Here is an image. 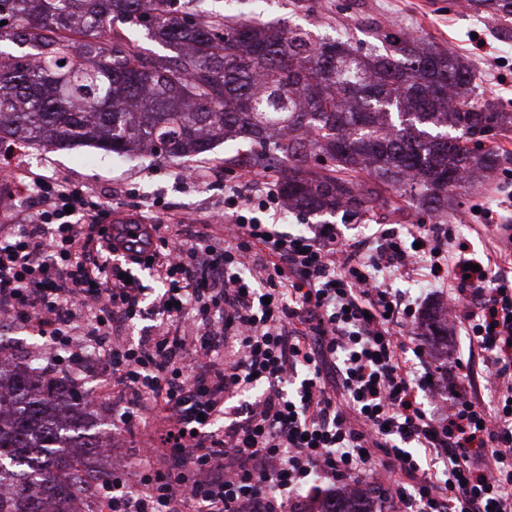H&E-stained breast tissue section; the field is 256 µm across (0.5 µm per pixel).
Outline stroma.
Listing matches in <instances>:
<instances>
[{
  "label": "stroma",
  "mask_w": 512,
  "mask_h": 512,
  "mask_svg": "<svg viewBox=\"0 0 512 512\" xmlns=\"http://www.w3.org/2000/svg\"><path fill=\"white\" fill-rule=\"evenodd\" d=\"M459 0H194L195 12L216 10L225 15L272 25H298L311 30L317 38L328 41L348 40L352 47L367 53L380 46L386 37L409 35L426 43L452 51L464 60L475 75L479 93L501 105L512 107V21L460 10ZM485 41L505 63L501 79H493L478 50L476 41ZM254 147L239 141L234 147L215 144L213 150L194 160H169L138 155L117 160L112 154L92 148H24V158L15 164L18 172L43 174L58 178L68 187L96 195L111 210L123 211L143 219L151 218L150 207L163 200L176 213L191 220L215 222L224 214V186L243 185L251 178L279 188L284 172L276 159L253 164ZM206 166L213 175L207 186L200 187L182 179L183 171ZM512 195V162L505 163L493 183L485 190L460 193L457 206L448 216L424 215L413 210L388 217L364 216L343 219L333 215L343 241H354L376 232L380 224L395 228L409 224H451L460 242L474 254L506 247L508 240L498 231V224L512 225V210H499L498 203ZM495 211L498 224L470 219L473 207ZM416 343L432 352L444 368L441 386L452 385L464 395L471 394L480 378L478 370L454 367L452 356H467L469 340L456 329L447 341L427 335L421 325L412 331Z\"/></svg>",
  "instance_id": "obj_1"
}]
</instances>
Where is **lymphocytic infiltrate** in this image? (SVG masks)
Returning <instances> with one entry per match:
<instances>
[{"instance_id": "lymphocytic-infiltrate-1", "label": "lymphocytic infiltrate", "mask_w": 512, "mask_h": 512, "mask_svg": "<svg viewBox=\"0 0 512 512\" xmlns=\"http://www.w3.org/2000/svg\"><path fill=\"white\" fill-rule=\"evenodd\" d=\"M27 183L37 205L0 227L11 326L37 328L50 371L99 345V371L124 393L113 431L154 414L138 464L103 485L111 512H300L304 489L363 483L392 512H512V282L497 253L468 256L446 225L383 228L372 243L342 242L332 224L282 232L251 215L279 195L236 185L222 238L185 224L174 244L164 205L105 238L104 203L44 175ZM125 258L161 284L152 308ZM422 270L479 349L493 408L439 398L424 348L399 336L416 308L387 280ZM150 316L181 334L112 339Z\"/></svg>"}]
</instances>
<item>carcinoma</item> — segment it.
<instances>
[{
    "instance_id": "cac0c4a2",
    "label": "carcinoma",
    "mask_w": 512,
    "mask_h": 512,
    "mask_svg": "<svg viewBox=\"0 0 512 512\" xmlns=\"http://www.w3.org/2000/svg\"><path fill=\"white\" fill-rule=\"evenodd\" d=\"M512 16V0H467ZM185 0H0V150L86 145L118 157L198 158L230 133L278 159L281 195L308 216L416 207L445 215L458 191L495 172L482 133L512 112L475 98V77L445 50L396 39L358 55L290 25L197 18ZM175 49L146 58L112 22ZM28 45L16 55L3 43ZM324 156L331 168L311 160ZM0 512H74L105 475L76 470L95 454L84 394L63 380L0 368ZM308 512H375L356 489Z\"/></svg>"
}]
</instances>
